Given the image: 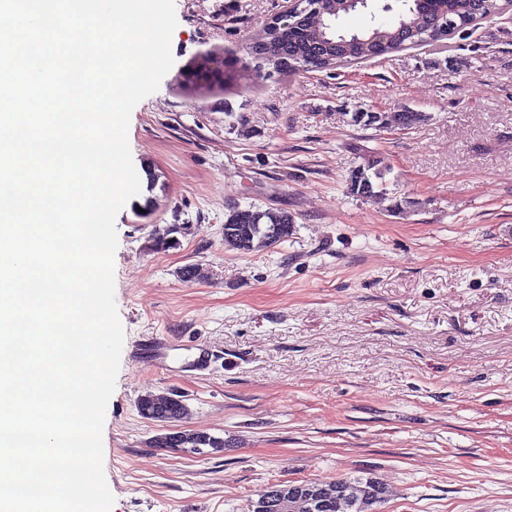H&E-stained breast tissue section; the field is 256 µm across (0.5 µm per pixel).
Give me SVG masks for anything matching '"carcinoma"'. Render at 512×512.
Here are the masks:
<instances>
[{
  "instance_id": "carcinoma-1",
  "label": "carcinoma",
  "mask_w": 512,
  "mask_h": 512,
  "mask_svg": "<svg viewBox=\"0 0 512 512\" xmlns=\"http://www.w3.org/2000/svg\"><path fill=\"white\" fill-rule=\"evenodd\" d=\"M402 9L393 24L369 28L349 36L336 31L334 21L340 14H347L358 7H368V0H303L306 8L291 16L263 26L255 37V46L263 58L277 62L275 72L296 74L302 71L329 70L357 61L380 58L405 49L431 45L456 33L478 25L500 10L496 2L481 9L478 0H459L457 11L444 19L436 7L420 0H400ZM385 31L392 34L387 43L375 44L373 52L365 51V44L375 35ZM390 168L376 161L350 171L347 182L350 192L358 197L372 198L377 189L385 184ZM294 231L293 217L286 211L256 206L233 209L224 222V245L242 254H251L282 242ZM186 411L179 398L166 404L161 422H177ZM187 440L194 448L224 450V438L193 431H174L154 437L156 448L173 447L172 440ZM353 485L374 489V480L361 478H336L328 481H303L281 483L286 490L306 486ZM376 501L357 498L354 501L331 503V507L315 512H368Z\"/></svg>"
}]
</instances>
